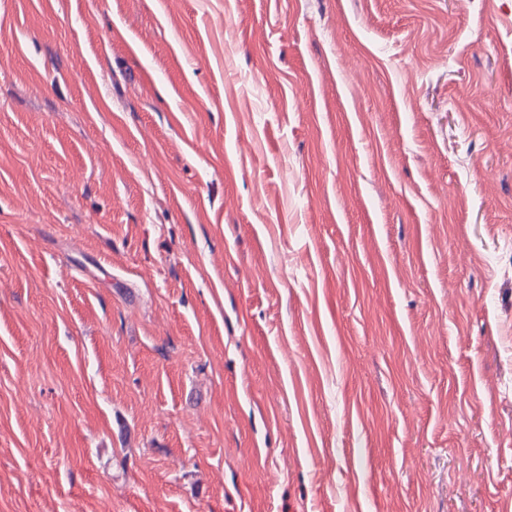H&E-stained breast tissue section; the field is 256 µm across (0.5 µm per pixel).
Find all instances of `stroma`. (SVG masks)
<instances>
[{
  "mask_svg": "<svg viewBox=\"0 0 512 512\" xmlns=\"http://www.w3.org/2000/svg\"><path fill=\"white\" fill-rule=\"evenodd\" d=\"M0 29V512H512V0Z\"/></svg>",
  "mask_w": 512,
  "mask_h": 512,
  "instance_id": "1",
  "label": "stroma"
}]
</instances>
